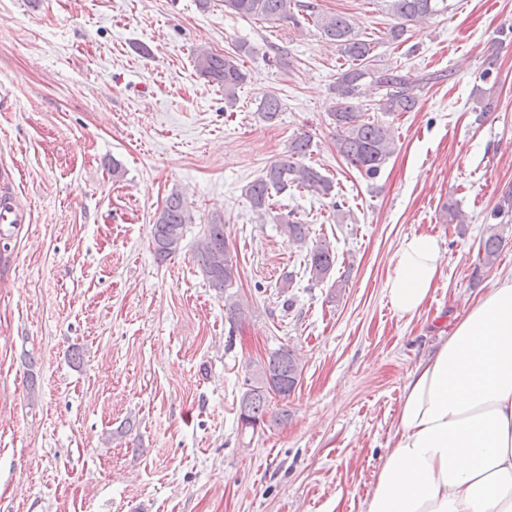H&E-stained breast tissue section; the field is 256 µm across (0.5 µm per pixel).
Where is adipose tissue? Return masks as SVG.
Listing matches in <instances>:
<instances>
[{"label": "adipose tissue", "instance_id": "1", "mask_svg": "<svg viewBox=\"0 0 512 512\" xmlns=\"http://www.w3.org/2000/svg\"><path fill=\"white\" fill-rule=\"evenodd\" d=\"M442 264L434 235L403 239L385 282L399 316L424 306ZM363 512H512V276L410 377Z\"/></svg>", "mask_w": 512, "mask_h": 512}]
</instances>
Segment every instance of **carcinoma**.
Segmentation results:
<instances>
[{
    "instance_id": "1",
    "label": "carcinoma",
    "mask_w": 512,
    "mask_h": 512,
    "mask_svg": "<svg viewBox=\"0 0 512 512\" xmlns=\"http://www.w3.org/2000/svg\"><path fill=\"white\" fill-rule=\"evenodd\" d=\"M388 9L396 20L389 30L393 41L400 40L407 24L425 19L446 8L444 0H387ZM311 11L324 36L336 43L350 64L341 70L332 86L334 102L328 118L336 127V151L361 175L375 179L394 152V139L390 126L371 119L360 110L356 101L362 96L365 83L370 82L385 90L374 103V110L385 114L412 112L419 103L415 81L401 74L396 67H379L372 63V43L360 38L349 21L338 14L315 11L311 3L299 0H224V11L241 17L269 22H296L294 9ZM251 48L240 44L224 54L209 50L196 52V72L207 81L224 89V100H236L237 90L246 82L248 74L242 57ZM280 100L270 95L260 104L258 112L266 121L278 117ZM311 152V137L301 133L288 142L285 153L250 182L245 195L258 216L272 212L271 190L278 192L296 188L321 196L332 195L334 185L316 168L303 162ZM288 243L307 247L304 261L310 278L317 282L328 279L336 265V251L327 240H318L307 246L309 225L292 211L276 216ZM193 217L178 194L169 196L152 225V239L157 259L161 262L175 255L181 248L186 226ZM502 224H491L479 247V260L487 268L496 263L504 242ZM195 262L209 287L220 294L233 285L238 276L237 263L224 235V222L215 218L207 225L204 240L197 248ZM228 321L236 323L244 316V305L232 295L224 298ZM302 368L294 352L281 346L268 355L267 362L257 373H247L242 382L239 399L241 426L257 429L265 423L270 394L287 399L296 389Z\"/></svg>"
}]
</instances>
